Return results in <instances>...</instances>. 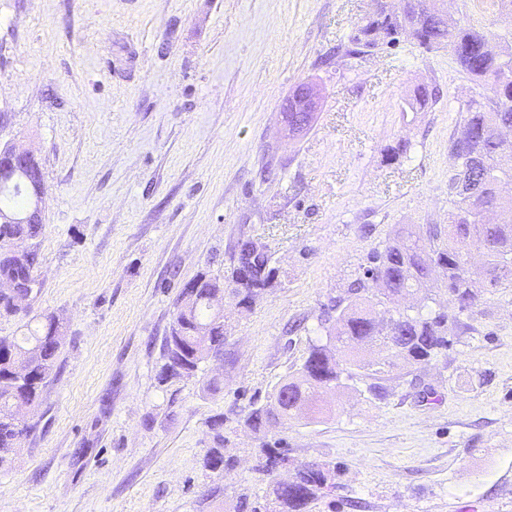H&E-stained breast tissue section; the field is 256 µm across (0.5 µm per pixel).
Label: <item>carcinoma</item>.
<instances>
[{"label": "carcinoma", "instance_id": "1", "mask_svg": "<svg viewBox=\"0 0 512 512\" xmlns=\"http://www.w3.org/2000/svg\"><path fill=\"white\" fill-rule=\"evenodd\" d=\"M397 10L387 13L378 7L375 15L358 26L350 39L349 56H361L402 36L413 39L431 52L448 48L461 73L480 90L496 89L499 102L481 101L471 96L461 108L457 135L449 142V154L459 166L448 180V232L417 233L409 225L395 231L382 249L374 250L368 264L349 284L346 296L330 300L321 320L326 340L309 345L307 356L297 370L283 379L265 402L254 400L241 417L242 424L255 434L267 431L273 419L303 416L319 408L323 390L347 382L377 376L391 366L388 361H371L363 353L365 341L373 340L393 356L408 363L430 361L448 349L449 315L445 311L400 308L394 303L414 294L440 277L458 311L468 310L483 285L471 278L464 256L471 249L485 248L490 253V284L498 288L512 283V222L484 223L483 217L499 209L512 211V198L504 199L496 182L512 179V144L504 147L497 140L500 127L512 124V50L492 47L495 33L471 24L443 21L440 0H398ZM432 93L425 86L414 90L408 106L425 109ZM0 185V214L17 219L0 223V277L34 284L29 254L11 250L14 243L34 240L43 231L40 164L30 158L4 174ZM275 270L274 254L267 247L241 244L230 272L220 278L207 272L199 275L201 287L195 297L180 293L168 336L163 345L158 382L162 385L191 377L208 358L224 348V327L215 326L217 313L210 298L229 291L246 311L270 286ZM393 305L395 317L389 326L374 316L372 307ZM39 326L21 338L0 336V466L11 463L15 446L30 426L23 406L35 405L53 374L61 346V324L51 313L37 317ZM214 447L202 459V467L224 475L236 467L224 455V416L210 421ZM288 449L271 448L264 443L256 450L258 470L271 477ZM330 488L329 473L320 464H308L293 481L283 486L271 481L265 495L254 499L238 498L234 512H309L315 501Z\"/></svg>", "mask_w": 512, "mask_h": 512}]
</instances>
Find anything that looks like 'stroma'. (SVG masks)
<instances>
[{"instance_id": "1", "label": "stroma", "mask_w": 512, "mask_h": 512, "mask_svg": "<svg viewBox=\"0 0 512 512\" xmlns=\"http://www.w3.org/2000/svg\"><path fill=\"white\" fill-rule=\"evenodd\" d=\"M512 40L499 0H445ZM377 0H0V145L39 161L44 229L32 313L63 325L33 429L0 472V512H209L263 493L261 441L288 468L336 472L312 512H512V286L457 313L448 350L396 359L331 395V415L238 421L324 334L342 295L400 224L447 229L448 141L472 94L448 50L403 40L351 57ZM311 128L282 130L300 82ZM436 101L411 111L417 85ZM406 141L399 160L387 146ZM264 243L279 277L241 312L225 299L220 356L162 385V344L185 283ZM216 381L217 391L206 389ZM224 415L218 477L202 458Z\"/></svg>"}]
</instances>
